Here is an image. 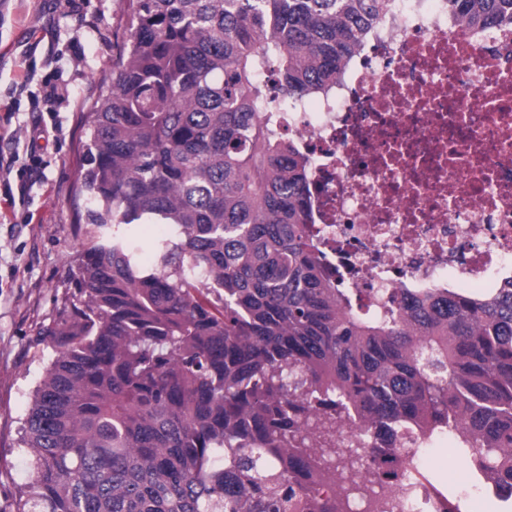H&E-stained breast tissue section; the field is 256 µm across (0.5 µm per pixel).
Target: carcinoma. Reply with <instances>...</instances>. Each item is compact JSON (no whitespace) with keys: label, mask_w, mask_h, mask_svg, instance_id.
<instances>
[{"label":"carcinoma","mask_w":512,"mask_h":512,"mask_svg":"<svg viewBox=\"0 0 512 512\" xmlns=\"http://www.w3.org/2000/svg\"><path fill=\"white\" fill-rule=\"evenodd\" d=\"M126 36L83 113L75 223L99 234L22 442L15 512H346L347 423L416 479L450 452L512 492V281L406 290L377 313L325 270L308 167L276 113L330 90L390 0H127ZM470 23L512 0H448ZM163 224L154 264L135 227ZM405 434L415 447L396 448ZM336 483L333 499L320 490Z\"/></svg>","instance_id":"cac0c4a2"}]
</instances>
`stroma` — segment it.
<instances>
[{"label": "stroma", "instance_id": "1", "mask_svg": "<svg viewBox=\"0 0 512 512\" xmlns=\"http://www.w3.org/2000/svg\"><path fill=\"white\" fill-rule=\"evenodd\" d=\"M126 9L125 0H82L76 12L65 0H0V154L12 152V138L27 139L32 102L60 127L24 200L8 202L18 175L0 170V512H13L19 489L34 481L21 427L55 356L39 331L71 301L69 270L91 242V225L73 221L81 116L125 36ZM46 76L67 100L41 98ZM420 469L462 512H501L494 498L470 494L447 441L431 448Z\"/></svg>", "mask_w": 512, "mask_h": 512}]
</instances>
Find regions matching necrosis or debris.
<instances>
[{
  "label": "necrosis or debris",
  "instance_id": "necrosis-or-debris-1",
  "mask_svg": "<svg viewBox=\"0 0 512 512\" xmlns=\"http://www.w3.org/2000/svg\"><path fill=\"white\" fill-rule=\"evenodd\" d=\"M308 161L333 275L365 308L407 288L512 280V23L480 29L448 0H392L329 93L280 113ZM351 512H445L426 478L410 509L376 475Z\"/></svg>",
  "mask_w": 512,
  "mask_h": 512
}]
</instances>
